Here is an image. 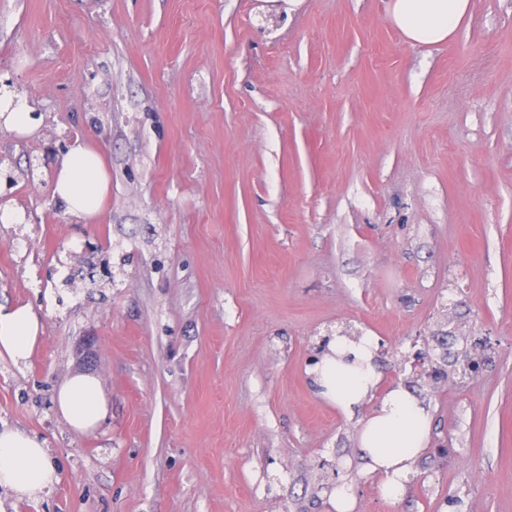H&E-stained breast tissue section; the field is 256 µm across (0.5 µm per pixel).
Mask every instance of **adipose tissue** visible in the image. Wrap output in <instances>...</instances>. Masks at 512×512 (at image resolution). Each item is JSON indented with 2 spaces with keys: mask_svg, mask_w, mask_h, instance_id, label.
Segmentation results:
<instances>
[{
  "mask_svg": "<svg viewBox=\"0 0 512 512\" xmlns=\"http://www.w3.org/2000/svg\"><path fill=\"white\" fill-rule=\"evenodd\" d=\"M471 9V0H392L393 20L403 35L419 44L449 40ZM108 191L99 152L77 147L56 164L52 195L57 202L84 218L98 217ZM40 330L34 311L26 306H0V356L27 360ZM375 337L354 345L333 338L327 352L310 371L319 396L349 412L362 405L379 384L373 363ZM57 408L76 430L90 431L107 414V403L95 377L77 374L65 380L57 394ZM430 416L410 392L395 387L367 418L359 447L367 467L377 478L380 494L397 500L411 462L427 445ZM59 479L58 471L38 438L18 430L0 431V487L12 489L18 499L33 500Z\"/></svg>",
  "mask_w": 512,
  "mask_h": 512,
  "instance_id": "adipose-tissue-1",
  "label": "adipose tissue"
}]
</instances>
